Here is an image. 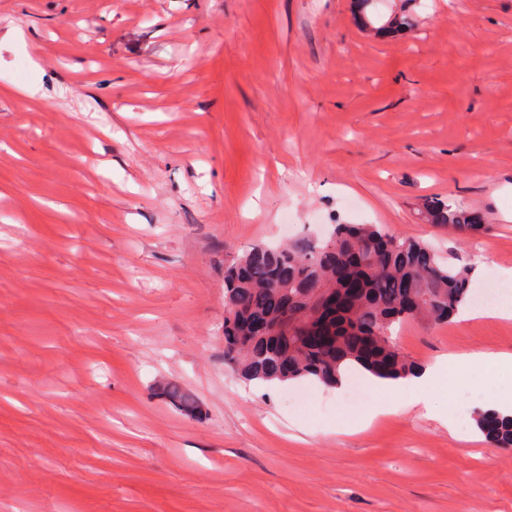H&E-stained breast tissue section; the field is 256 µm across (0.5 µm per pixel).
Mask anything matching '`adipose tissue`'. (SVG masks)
<instances>
[{
  "label": "adipose tissue",
  "mask_w": 512,
  "mask_h": 512,
  "mask_svg": "<svg viewBox=\"0 0 512 512\" xmlns=\"http://www.w3.org/2000/svg\"><path fill=\"white\" fill-rule=\"evenodd\" d=\"M475 372L491 383L512 377V354L460 352L449 355L439 364L419 368L415 374L406 378L381 382L366 373L362 379L368 387L385 396L384 402L374 408V415L390 413L392 400L407 394L412 395L414 404L432 415L436 412V393H447L461 387Z\"/></svg>",
  "instance_id": "obj_1"
}]
</instances>
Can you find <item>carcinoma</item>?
<instances>
[{
	"label": "carcinoma",
	"instance_id": "1",
	"mask_svg": "<svg viewBox=\"0 0 512 512\" xmlns=\"http://www.w3.org/2000/svg\"><path fill=\"white\" fill-rule=\"evenodd\" d=\"M424 214L462 241L485 230L477 216L445 203L426 204ZM470 291L471 270L377 224H335L321 240L255 246L224 272V364L260 384L308 377L329 387L359 368L406 377L418 366L400 353L392 331L410 318L448 320ZM159 390L184 414L197 412L181 387ZM476 425L512 448V416L485 412Z\"/></svg>",
	"mask_w": 512,
	"mask_h": 512
}]
</instances>
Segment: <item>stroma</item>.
<instances>
[{
  "mask_svg": "<svg viewBox=\"0 0 512 512\" xmlns=\"http://www.w3.org/2000/svg\"><path fill=\"white\" fill-rule=\"evenodd\" d=\"M394 12L410 30L377 37L356 0H0V512H512L479 384L436 396L451 431L224 363L225 265L332 224L512 290V0ZM431 199L486 231L449 236ZM393 339L421 367L512 353V319ZM160 394L172 405L181 410L184 414L192 416L197 412V401L192 394L183 390L181 387L163 383L159 386Z\"/></svg>",
  "mask_w": 512,
  "mask_h": 512,
  "instance_id": "stroma-1",
  "label": "stroma"
}]
</instances>
